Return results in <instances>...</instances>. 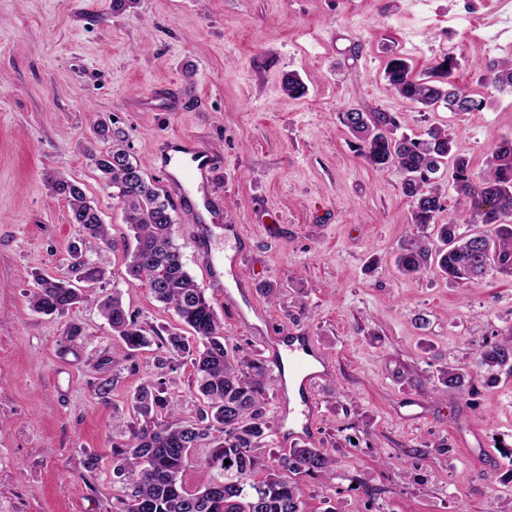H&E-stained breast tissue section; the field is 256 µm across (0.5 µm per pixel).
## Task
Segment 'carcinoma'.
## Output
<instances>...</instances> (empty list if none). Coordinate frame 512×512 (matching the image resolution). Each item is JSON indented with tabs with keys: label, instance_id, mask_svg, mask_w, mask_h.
Instances as JSON below:
<instances>
[{
	"label": "carcinoma",
	"instance_id": "obj_1",
	"mask_svg": "<svg viewBox=\"0 0 512 512\" xmlns=\"http://www.w3.org/2000/svg\"><path fill=\"white\" fill-rule=\"evenodd\" d=\"M457 64L453 51L430 68L429 75L412 74L403 57L392 58L385 76L396 93L423 110L440 106L450 112H472L485 102L460 89L452 74ZM490 82L501 91L512 92V63L485 64ZM342 123L359 141L363 159L378 170L393 168L401 177L403 192L411 198V221L421 227L435 223L443 207L439 180L453 159L451 179L461 217L467 224H482L486 231L463 234L450 221L439 227L437 242L410 238L396 255L397 269L405 276H417L430 268L450 283L474 282L488 272L512 276V140L499 142L479 173L467 159L452 153L453 141L446 129L431 127L425 137L396 136L399 121L395 113L364 112L349 108ZM93 132L110 142L100 152L88 149L96 169L103 174V187L121 206L124 222L133 232L135 246L126 249L130 282L148 287L150 294L173 310L177 324L156 334L169 354L190 352L184 328L202 349L193 359L195 387L204 403L200 421L186 424L176 416V401L162 383H148L134 395V418L130 443L117 450L115 471L126 478L124 512H303V502L292 476L331 479L336 460L326 448L297 445L276 463L265 464L260 448L270 431L267 419V390L270 377L261 361L234 352L224 343L223 324L199 284L186 269L180 247L173 237L174 205L161 196L131 159L124 133L103 118ZM53 194L66 200L72 223L79 226L82 244L97 259L86 258L74 248L65 278L39 277L29 295L30 308L43 314L64 313L85 300L78 283L97 284L105 279L102 252L114 245L108 225L83 189L62 174L47 177ZM481 235L490 254L474 247ZM100 314L131 351L150 344L147 330L124 307L118 292L100 299ZM476 364L490 372L512 375V340L482 342L475 353ZM439 381L453 389L464 386V376L449 366L440 371ZM209 442L204 465L212 472L209 484L188 491L181 473L190 453ZM264 472V478L255 475Z\"/></svg>",
	"mask_w": 512,
	"mask_h": 512
}]
</instances>
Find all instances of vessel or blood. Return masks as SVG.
<instances>
[{
	"instance_id": "1",
	"label": "vessel or blood",
	"mask_w": 512,
	"mask_h": 512,
	"mask_svg": "<svg viewBox=\"0 0 512 512\" xmlns=\"http://www.w3.org/2000/svg\"><path fill=\"white\" fill-rule=\"evenodd\" d=\"M215 162L211 155L187 137H176L165 154L159 159V168L166 177V189L180 204L189 206L199 232H206L204 212L216 206L213 181L209 177ZM264 346L269 352L268 361L275 374L279 391H282L281 409L290 413L291 400L286 390H293L301 398L300 421L279 434L281 442L288 443L308 435L311 423L318 413V405L312 393L333 374L326 356L317 348L312 336L282 331L267 337Z\"/></svg>"
}]
</instances>
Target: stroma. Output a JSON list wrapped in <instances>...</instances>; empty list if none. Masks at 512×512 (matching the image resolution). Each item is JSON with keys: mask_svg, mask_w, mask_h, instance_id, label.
<instances>
[{"mask_svg": "<svg viewBox=\"0 0 512 512\" xmlns=\"http://www.w3.org/2000/svg\"><path fill=\"white\" fill-rule=\"evenodd\" d=\"M450 49L456 84L487 99L482 111H418L384 78L392 56L420 76ZM508 58L512 0H477L472 16L462 0H138L120 15L112 0H0V512H122L112 448L129 438L143 384L163 381L181 420L200 417L191 358L156 368L168 356L157 340L128 355L99 314V296L117 291L146 329L175 321L128 280L129 230L86 153L105 148L100 117L151 181L174 136L213 157L209 246L183 210L174 231L228 348L266 359L263 337L283 328L309 331L330 356L307 444L330 449L336 476L298 477L304 512L512 503V459L499 450L512 446V377L488 382L474 363L483 339L512 336V276L402 275V242L434 231L412 224L399 175L366 163L340 121L357 107L397 113L402 136L448 129L454 154L481 171L512 137V93L484 71ZM291 72L305 96L283 92ZM56 173L80 183L117 247L88 300L44 315L29 308L32 276L63 275L79 239L45 184ZM236 252L237 277L210 288L212 266ZM449 365L466 390L439 382Z\"/></svg>", "mask_w": 512, "mask_h": 512, "instance_id": "stroma-1", "label": "stroma"}]
</instances>
